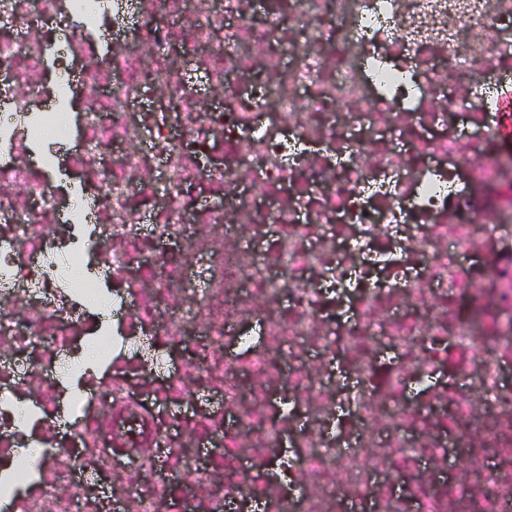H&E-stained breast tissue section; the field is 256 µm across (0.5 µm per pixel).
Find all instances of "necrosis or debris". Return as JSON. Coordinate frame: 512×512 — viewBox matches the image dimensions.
<instances>
[{"label": "necrosis or debris", "instance_id": "necrosis-or-debris-1", "mask_svg": "<svg viewBox=\"0 0 512 512\" xmlns=\"http://www.w3.org/2000/svg\"><path fill=\"white\" fill-rule=\"evenodd\" d=\"M512 0H0V512H512Z\"/></svg>", "mask_w": 512, "mask_h": 512}]
</instances>
